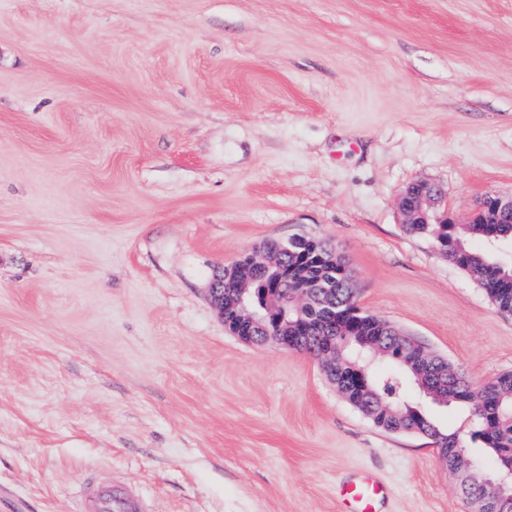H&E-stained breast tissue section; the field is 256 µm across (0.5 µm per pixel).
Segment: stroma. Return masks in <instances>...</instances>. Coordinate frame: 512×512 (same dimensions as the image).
I'll return each mask as SVG.
<instances>
[{
    "label": "stroma",
    "instance_id": "35a3bbf8",
    "mask_svg": "<svg viewBox=\"0 0 512 512\" xmlns=\"http://www.w3.org/2000/svg\"><path fill=\"white\" fill-rule=\"evenodd\" d=\"M512 195V0H0V512L87 477L147 512H467L422 437L375 427L316 359L229 334L219 269L328 240L366 313L474 386L512 316L425 236ZM235 263L230 267H225L224 269H222V271L216 273L213 276V279L210 283V287L208 289V296L210 302L217 309L218 313L220 314L223 320L227 311L224 304V299L228 304H230L231 301L234 300L235 295L231 291L232 285L230 283L226 282L224 286V280L231 278V269L234 267ZM383 487L372 478H364L360 482H352L341 488V495L345 497L344 502L352 504L357 511L353 512H375L374 504Z\"/></svg>",
    "mask_w": 512,
    "mask_h": 512
}]
</instances>
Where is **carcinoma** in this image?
Here are the masks:
<instances>
[{
    "instance_id": "cac0c4a2",
    "label": "carcinoma",
    "mask_w": 512,
    "mask_h": 512,
    "mask_svg": "<svg viewBox=\"0 0 512 512\" xmlns=\"http://www.w3.org/2000/svg\"><path fill=\"white\" fill-rule=\"evenodd\" d=\"M404 229L413 235H425L431 239L444 233L454 246L448 249V258L462 268L483 289L491 303L502 313L512 314V269L497 266L488 253L469 245L473 240L485 242H512V214L500 216L496 224H406ZM288 267L295 269L294 287L321 278L336 279V301L348 303L354 290L344 287V277H353L349 260L325 241L303 237L298 248L288 247L284 254ZM309 326L297 350L310 356L330 351L336 355V374L330 377L338 388L349 392L350 404L366 416L374 426L391 433L424 436L434 447L448 452L446 463L460 470L459 488L465 500L484 508L487 495L481 478L464 471L457 452L463 449L459 434L440 424L421 405L411 406L406 400L407 388L421 384L434 392L451 408H459L471 417V438L481 444V449L495 460V469L507 466L504 454L512 450V371L475 388L467 376L452 366L448 360L414 343V351L421 357V375L410 368H402L400 362L388 356L378 355L379 362L363 369L357 352L369 351L377 343L392 355L400 352L405 340L399 336H379L366 319L359 322V335L345 339L348 325L326 323L317 301L305 310ZM225 328L240 340L263 345L262 336H250L233 315H228Z\"/></svg>"
}]
</instances>
